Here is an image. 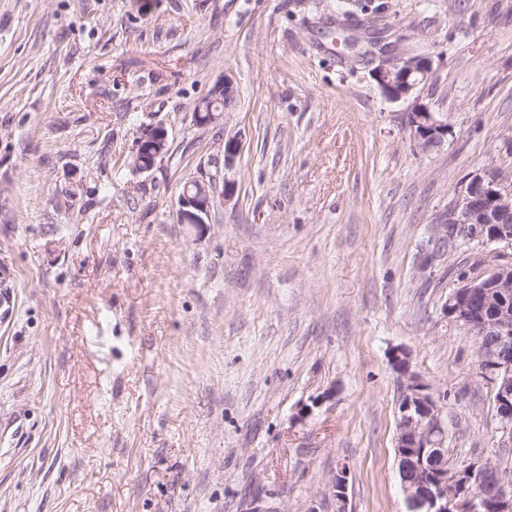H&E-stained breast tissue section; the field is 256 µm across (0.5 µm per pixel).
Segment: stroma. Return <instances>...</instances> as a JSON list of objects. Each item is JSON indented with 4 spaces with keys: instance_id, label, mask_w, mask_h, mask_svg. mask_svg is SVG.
<instances>
[{
    "instance_id": "obj_1",
    "label": "stroma",
    "mask_w": 512,
    "mask_h": 512,
    "mask_svg": "<svg viewBox=\"0 0 512 512\" xmlns=\"http://www.w3.org/2000/svg\"><path fill=\"white\" fill-rule=\"evenodd\" d=\"M384 42L429 55L409 103L322 31L354 0H0V512H409L394 450L406 349L450 461L497 458L477 346L443 306L475 245L418 268L472 176L512 172V0H372ZM235 109L192 121L223 76ZM169 150L131 170L136 132ZM231 200L179 223L185 181ZM429 58L407 52L384 51L372 75L385 96L393 101H410L408 112L410 128L414 139L423 150L439 148L448 133V124L439 112H432L421 102L416 91L429 77ZM168 152V132L162 124H142L137 131L136 149L129 166L134 172L152 170ZM347 468L342 466L334 473L329 481V488L336 512H348V480Z\"/></svg>"
}]
</instances>
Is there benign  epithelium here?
Here are the masks:
<instances>
[{
	"label": "benign epithelium",
	"mask_w": 512,
	"mask_h": 512,
	"mask_svg": "<svg viewBox=\"0 0 512 512\" xmlns=\"http://www.w3.org/2000/svg\"><path fill=\"white\" fill-rule=\"evenodd\" d=\"M429 58L407 52H383L372 75L385 96L411 102L410 128L420 148H439L448 124L421 102L416 91L429 77ZM238 88L226 76L196 104L214 124L237 103ZM241 135L224 137V169L229 170L241 152ZM168 152V132L162 124L138 128L130 167L137 173L152 170ZM233 194V185L221 174L191 179L179 196L182 224L205 226L217 202ZM512 245V175L489 168L473 176L449 203L448 212L431 226L423 266H428L448 245L460 243ZM490 277H465L449 296L444 314L479 339L478 371L493 385L499 418L512 425V260L491 263ZM394 369L403 379L398 403L394 450L401 489L411 512H512V493L502 485L488 461L473 462L453 473L443 458L448 427L438 399L425 392L411 371L409 354L396 349ZM336 512H348L347 468L342 466L329 481Z\"/></svg>",
	"instance_id": "7a95c632"
}]
</instances>
